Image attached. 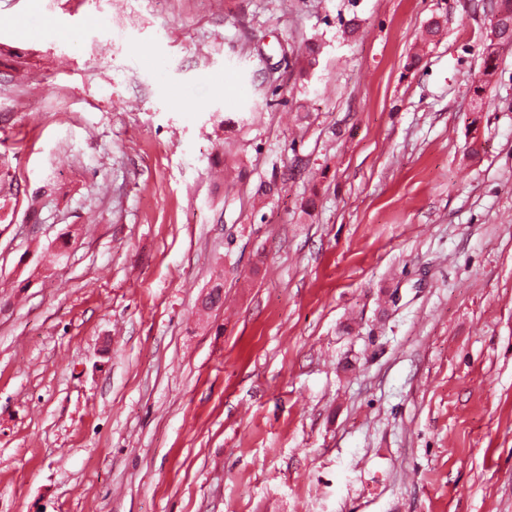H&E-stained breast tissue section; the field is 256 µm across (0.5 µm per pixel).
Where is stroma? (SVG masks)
Instances as JSON below:
<instances>
[{
    "mask_svg": "<svg viewBox=\"0 0 512 512\" xmlns=\"http://www.w3.org/2000/svg\"><path fill=\"white\" fill-rule=\"evenodd\" d=\"M491 3L0 0V512H512ZM483 73L482 78L472 84L473 96L481 101L486 86L490 83L499 68L500 48L493 41L485 38L482 47Z\"/></svg>",
    "mask_w": 512,
    "mask_h": 512,
    "instance_id": "35a3bbf8",
    "label": "stroma"
}]
</instances>
